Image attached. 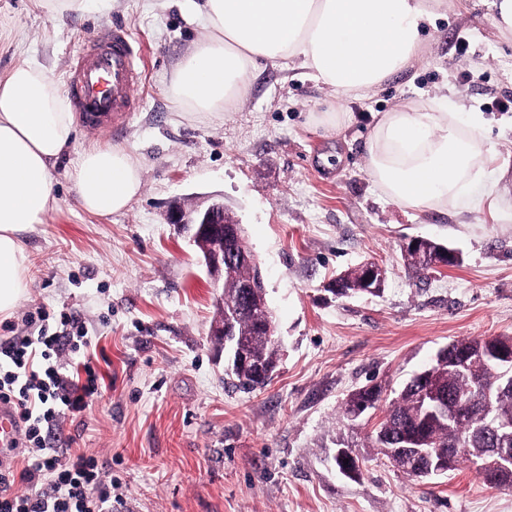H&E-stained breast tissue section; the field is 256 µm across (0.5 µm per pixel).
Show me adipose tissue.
<instances>
[{"label":"adipose tissue","instance_id":"1","mask_svg":"<svg viewBox=\"0 0 512 512\" xmlns=\"http://www.w3.org/2000/svg\"><path fill=\"white\" fill-rule=\"evenodd\" d=\"M446 0H182L203 19L196 41L170 82L175 104L189 112H221L244 99L258 61L287 62L337 95L364 97L423 54L426 27ZM75 133L73 115L38 63L0 75V318L9 317L32 286L22 240L56 202L55 160ZM493 149L481 113L460 121L431 98L383 113L367 139L366 170L390 200L435 210L498 184L485 157ZM80 207L108 216L138 196L143 167L132 152L83 150L65 173Z\"/></svg>","mask_w":512,"mask_h":512}]
</instances>
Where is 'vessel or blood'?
Returning <instances> with one entry per match:
<instances>
[{
	"mask_svg": "<svg viewBox=\"0 0 512 512\" xmlns=\"http://www.w3.org/2000/svg\"><path fill=\"white\" fill-rule=\"evenodd\" d=\"M139 52L130 30L121 25L100 31L78 53L67 89L76 118L90 129L120 130L127 113L136 111L134 90L141 82ZM18 420L0 406V447L17 440Z\"/></svg>",
	"mask_w": 512,
	"mask_h": 512,
	"instance_id": "vessel-or-blood-1",
	"label": "vessel or blood"
}]
</instances>
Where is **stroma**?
<instances>
[{
	"label": "stroma",
	"instance_id": "1",
	"mask_svg": "<svg viewBox=\"0 0 512 512\" xmlns=\"http://www.w3.org/2000/svg\"><path fill=\"white\" fill-rule=\"evenodd\" d=\"M492 0H448L413 68L358 100L300 69L260 63L247 98L225 112L189 113L168 82L202 37L178 0H91L87 12L43 0H0V74L37 60L64 86L80 45L126 25L141 52L140 106L117 133L76 126L54 174L57 203L24 234L34 286L0 340L23 334L42 309L50 329L74 317L104 351L112 387L47 435L80 448L112 474V512H512V487H489L474 465L410 477L368 446L405 382L462 338L512 336V35ZM447 94L482 112L509 172L479 208L457 200L415 210L385 198L366 171L374 115ZM319 112H344L337 129ZM120 146L141 161V194L122 213L83 211L62 175L91 146ZM223 200L259 261L279 361L263 388L243 391L224 371L210 330L221 290L187 234L165 220L173 203ZM457 249L459 266L415 277L412 238ZM387 269L380 295H334L340 273L365 261ZM382 388L352 421L341 408L360 387ZM362 460L343 476L337 443Z\"/></svg>",
	"mask_w": 512,
	"mask_h": 512
}]
</instances>
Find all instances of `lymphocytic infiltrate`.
<instances>
[{"label": "lymphocytic infiltrate", "mask_w": 512, "mask_h": 512, "mask_svg": "<svg viewBox=\"0 0 512 512\" xmlns=\"http://www.w3.org/2000/svg\"><path fill=\"white\" fill-rule=\"evenodd\" d=\"M45 312L28 313L40 322L37 335L0 343V403L18 416L27 442L23 468L0 463V512H112V477L94 457L72 449L43 447V434L101 397L105 376L87 352L91 341L78 332L68 360L61 338L46 326Z\"/></svg>", "instance_id": "f902f5d3"}]
</instances>
